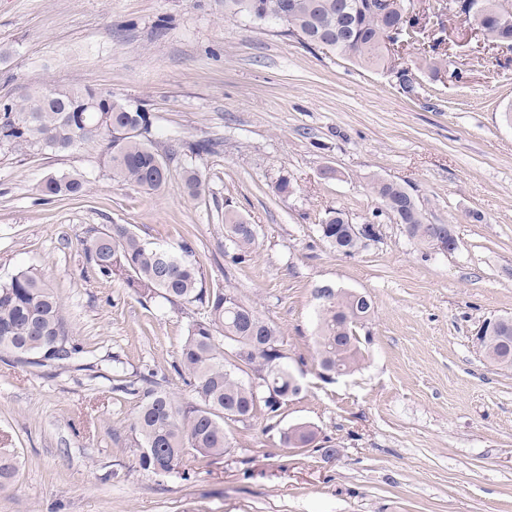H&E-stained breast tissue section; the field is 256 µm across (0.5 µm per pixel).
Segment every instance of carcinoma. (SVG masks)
Wrapping results in <instances>:
<instances>
[{
    "label": "carcinoma",
    "mask_w": 512,
    "mask_h": 512,
    "mask_svg": "<svg viewBox=\"0 0 512 512\" xmlns=\"http://www.w3.org/2000/svg\"><path fill=\"white\" fill-rule=\"evenodd\" d=\"M469 8L453 16L480 28L489 45L512 49V6L505 0H470ZM246 15L272 23L300 44L353 59L373 68L405 72L398 58L382 54L391 28L423 25L411 0H398L385 14L380 0H224V16ZM418 68L437 77L448 71V61L438 53H422ZM93 89L56 90L50 96L35 92L16 102L0 104V146L33 147L52 152L97 148L107 159L112 180L130 183L145 194L162 190L167 165L152 140V115L145 108L133 110L128 101L111 97L94 110L88 101ZM183 191L198 197L205 190L201 175L188 170ZM87 190L78 174L63 173L45 179L47 196L77 197ZM371 192L382 204L400 208L406 235L418 247L430 250L428 222L412 194L396 182L376 178ZM346 216L330 211L318 225L323 241L344 255L366 250L358 237H336L344 230ZM226 239L235 260L242 263L256 247L253 225L233 209L224 211ZM87 261L103 277L120 278L142 298L158 294L173 305H198L204 309L191 321L178 352L174 371L192 387L194 398L181 401L155 386L142 390L138 410L130 425L141 448L140 465L156 476L180 473L190 478L197 466L229 453L231 443L224 429L230 422L249 423L262 412L274 421L288 391L301 390L288 365L280 329L265 320L229 285L208 286L195 251L182 244L179 250L163 249L143 241L125 224H114L83 242ZM374 304L348 289H331L326 305L317 308L316 345L322 377L356 371L364 355L356 323L369 321ZM482 341L485 358L500 368L512 369V317H498ZM56 348L40 361L41 353ZM0 351L27 364L44 367L64 364L84 352L67 327L59 299L42 278L22 270L0 283ZM250 379H245V376ZM317 436L308 423L279 431L282 448H304ZM15 471V457L0 448V488Z\"/></svg>",
    "instance_id": "obj_1"
}]
</instances>
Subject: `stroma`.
<instances>
[{"label": "stroma", "instance_id": "obj_1", "mask_svg": "<svg viewBox=\"0 0 512 512\" xmlns=\"http://www.w3.org/2000/svg\"><path fill=\"white\" fill-rule=\"evenodd\" d=\"M445 27L457 76L418 71L411 97L390 72L225 17L224 0H0V103L109 91L145 104L156 147L178 151L165 188L146 195L92 149L0 148V280L37 269L85 349L62 367L0 357V448L18 458L0 512H512V369L471 342L485 319L512 316V64L473 56L459 19ZM206 139L210 153L181 148ZM188 169L205 180L201 197L182 191ZM62 173L82 175L86 194L43 196ZM283 177L293 193L275 192ZM375 177L451 225L458 249H418L371 194ZM228 207L258 227L241 264ZM333 209L380 224V239L334 251L317 232ZM114 224L188 242L207 285L232 286L281 329L302 385L281 423H311L338 456L281 449L258 416L231 424L230 452L190 479L141 467L137 392L191 398L173 364L200 309L99 278L81 242ZM324 284L375 306L361 370L332 382L314 339Z\"/></svg>", "mask_w": 512, "mask_h": 512}]
</instances>
